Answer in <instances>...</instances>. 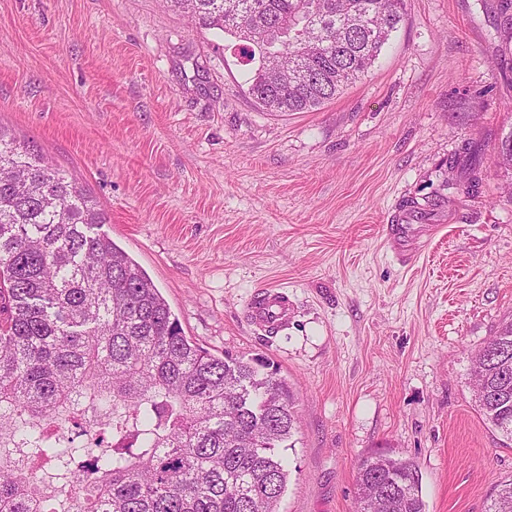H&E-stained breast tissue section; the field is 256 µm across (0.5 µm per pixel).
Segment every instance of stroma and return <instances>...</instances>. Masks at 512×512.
<instances>
[{
  "label": "stroma",
  "mask_w": 512,
  "mask_h": 512,
  "mask_svg": "<svg viewBox=\"0 0 512 512\" xmlns=\"http://www.w3.org/2000/svg\"><path fill=\"white\" fill-rule=\"evenodd\" d=\"M497 2L404 0L365 76L276 116L249 96L235 39L170 0H0V128L90 193L99 233L185 336L265 356L291 386L279 512H354L358 463L377 452L415 463L426 512H485L512 479V445L469 387L473 354L512 320ZM466 140L483 163L472 196L448 167ZM399 218L416 228L411 264L384 237ZM263 288L294 305L272 333L247 317Z\"/></svg>",
  "instance_id": "35a3bbf8"
}]
</instances>
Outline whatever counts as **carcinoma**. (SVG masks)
I'll return each mask as SVG.
<instances>
[{"instance_id": "cac0c4a2", "label": "carcinoma", "mask_w": 512, "mask_h": 512, "mask_svg": "<svg viewBox=\"0 0 512 512\" xmlns=\"http://www.w3.org/2000/svg\"><path fill=\"white\" fill-rule=\"evenodd\" d=\"M259 60L248 92L309 112L368 72L403 0H171ZM466 193L478 192L470 143ZM496 165L512 168V131ZM88 196L0 133V512H277L295 447L294 395L264 356L217 357L185 336L159 289L110 238ZM470 384L512 441V322L478 349ZM99 418L95 442L74 427ZM356 512H425L413 461L359 462ZM487 512H512V480Z\"/></svg>"}]
</instances>
